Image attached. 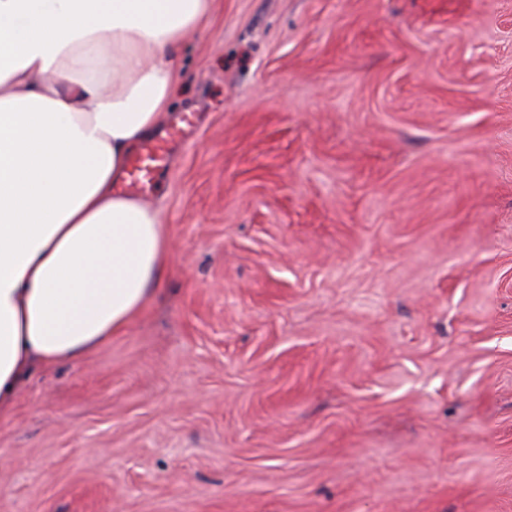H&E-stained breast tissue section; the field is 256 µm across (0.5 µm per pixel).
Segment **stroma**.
I'll return each instance as SVG.
<instances>
[{
    "label": "stroma",
    "mask_w": 512,
    "mask_h": 512,
    "mask_svg": "<svg viewBox=\"0 0 512 512\" xmlns=\"http://www.w3.org/2000/svg\"><path fill=\"white\" fill-rule=\"evenodd\" d=\"M166 279L0 414V512H512V0H211Z\"/></svg>",
    "instance_id": "stroma-1"
}]
</instances>
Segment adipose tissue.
I'll return each instance as SVG.
<instances>
[{
	"label": "adipose tissue",
	"mask_w": 512,
	"mask_h": 512,
	"mask_svg": "<svg viewBox=\"0 0 512 512\" xmlns=\"http://www.w3.org/2000/svg\"><path fill=\"white\" fill-rule=\"evenodd\" d=\"M209 15L210 0H0V407L163 285L162 215L114 186Z\"/></svg>",
	"instance_id": "obj_1"
}]
</instances>
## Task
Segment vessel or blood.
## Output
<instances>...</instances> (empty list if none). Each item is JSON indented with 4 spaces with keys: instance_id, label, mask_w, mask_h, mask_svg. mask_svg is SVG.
Returning <instances> with one entry per match:
<instances>
[{
    "instance_id": "vessel-or-blood-1",
    "label": "vessel or blood",
    "mask_w": 512,
    "mask_h": 512,
    "mask_svg": "<svg viewBox=\"0 0 512 512\" xmlns=\"http://www.w3.org/2000/svg\"><path fill=\"white\" fill-rule=\"evenodd\" d=\"M185 134L184 128L172 127L146 142L130 165L129 174L121 187L122 193L150 195L159 176L168 165L171 143Z\"/></svg>"
}]
</instances>
